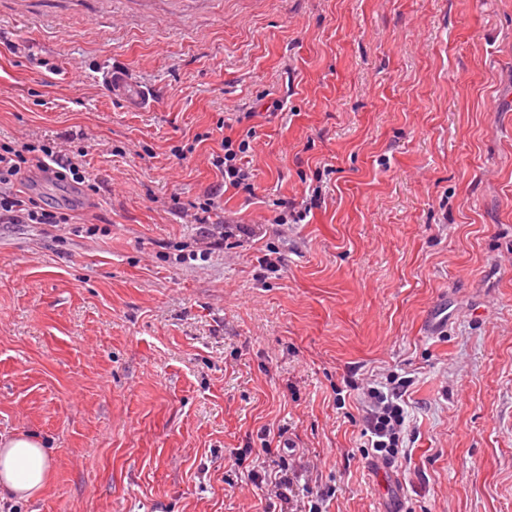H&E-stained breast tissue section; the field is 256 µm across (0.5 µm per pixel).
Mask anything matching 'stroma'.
<instances>
[{
  "mask_svg": "<svg viewBox=\"0 0 512 512\" xmlns=\"http://www.w3.org/2000/svg\"><path fill=\"white\" fill-rule=\"evenodd\" d=\"M223 118L258 189L204 255ZM0 140L100 187L32 175L75 223L0 224V436L53 460L0 512H264L228 460L268 433L329 512H512V0H0ZM393 376L385 493L357 385ZM107 84L112 97L122 99L132 108L143 110L153 106L154 100L149 91L132 84L119 69H112L107 76Z\"/></svg>",
  "mask_w": 512,
  "mask_h": 512,
  "instance_id": "35a3bbf8",
  "label": "stroma"
}]
</instances>
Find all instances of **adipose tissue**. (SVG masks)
<instances>
[{
  "label": "adipose tissue",
  "instance_id": "obj_1",
  "mask_svg": "<svg viewBox=\"0 0 512 512\" xmlns=\"http://www.w3.org/2000/svg\"><path fill=\"white\" fill-rule=\"evenodd\" d=\"M52 471L43 439L24 434L0 441V496L31 499L45 489Z\"/></svg>",
  "mask_w": 512,
  "mask_h": 512
}]
</instances>
